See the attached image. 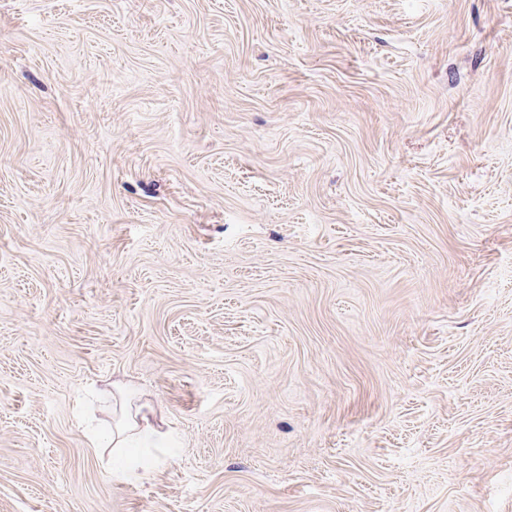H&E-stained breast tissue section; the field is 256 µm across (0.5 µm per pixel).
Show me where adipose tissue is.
<instances>
[{"label":"adipose tissue","instance_id":"1","mask_svg":"<svg viewBox=\"0 0 512 512\" xmlns=\"http://www.w3.org/2000/svg\"><path fill=\"white\" fill-rule=\"evenodd\" d=\"M104 398L112 402L113 452L127 448H160L169 438L161 421L155 418V408L148 396L135 392L122 384H113L104 391Z\"/></svg>","mask_w":512,"mask_h":512}]
</instances>
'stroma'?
<instances>
[{
	"label": "stroma",
	"instance_id": "stroma-1",
	"mask_svg": "<svg viewBox=\"0 0 512 512\" xmlns=\"http://www.w3.org/2000/svg\"><path fill=\"white\" fill-rule=\"evenodd\" d=\"M0 512H512V0H0ZM99 393L106 400L112 397V454L126 448H165L171 431L164 430L163 420H156L148 396L118 383H112V391Z\"/></svg>",
	"mask_w": 512,
	"mask_h": 512
}]
</instances>
